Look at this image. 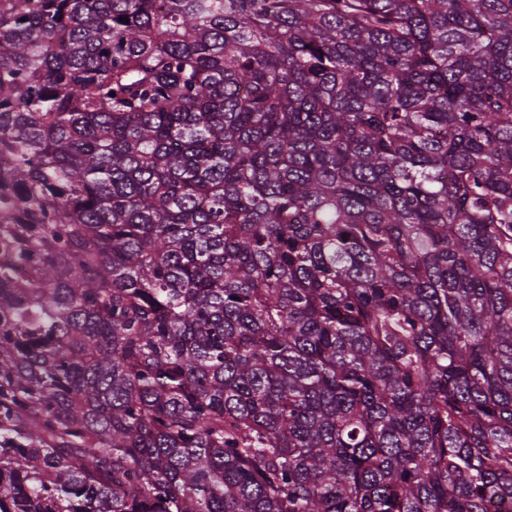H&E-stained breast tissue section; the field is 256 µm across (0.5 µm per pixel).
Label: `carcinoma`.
<instances>
[{"label":"carcinoma","mask_w":512,"mask_h":512,"mask_svg":"<svg viewBox=\"0 0 512 512\" xmlns=\"http://www.w3.org/2000/svg\"><path fill=\"white\" fill-rule=\"evenodd\" d=\"M0 512H512V0H0Z\"/></svg>","instance_id":"obj_1"}]
</instances>
